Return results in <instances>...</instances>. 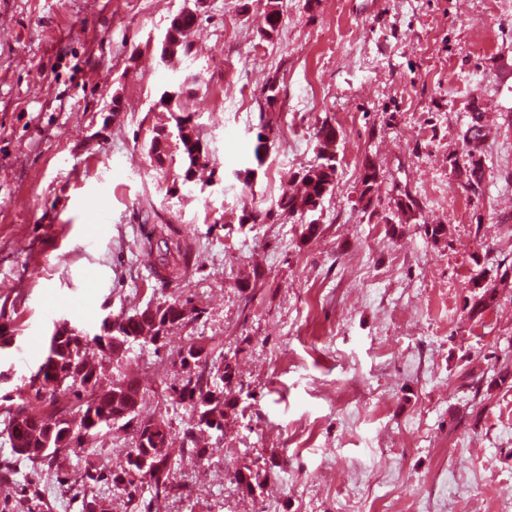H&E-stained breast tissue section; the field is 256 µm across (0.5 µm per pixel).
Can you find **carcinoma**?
Masks as SVG:
<instances>
[{"mask_svg":"<svg viewBox=\"0 0 512 512\" xmlns=\"http://www.w3.org/2000/svg\"><path fill=\"white\" fill-rule=\"evenodd\" d=\"M280 0H265V27L261 32L270 41L278 35L281 23ZM199 15L186 11L176 16L168 28V43L176 46L169 52L174 56H187L192 51L189 34L195 28ZM167 55V56H169ZM162 56V60H167ZM197 81L187 77L179 82L172 96L160 95V104L172 114L176 131L160 128L154 132L149 152L159 164L169 158L170 141H175L181 151L184 181L192 178L195 167L206 156L205 148L195 127L189 125L190 117L179 114L181 98L187 94L188 84ZM486 134L480 97L472 96L469 121L463 133V149L451 159L452 172L461 184L472 193L475 200L482 197L486 177L483 142ZM336 156L320 151L317 161L297 173L304 185V193L295 195L282 192L275 203V210L257 212L252 219L269 218L272 214L296 218L301 221L302 237H314L318 227L303 218L313 211L317 201L332 192L336 181ZM143 246L156 253V274L162 276L172 270L178 278L189 267L191 255L171 225H154L143 235ZM473 305L471 312L478 315L492 307L497 299V280L482 270L472 279ZM200 310L184 303L160 302L155 308L137 310L131 315L118 316L102 321L100 333L90 337L77 330L74 339L51 337L44 361L35 374L36 399L47 397V408L39 410L31 400L19 397L12 415H25L23 424L9 432L11 443L26 446V451L14 454L32 464L49 462L61 454L80 447L85 439L96 436L112 421L135 424L134 445L109 473L112 487L122 495L129 512H150L153 502L166 500L181 494L184 485L177 478L167 452L171 437V423L164 418L142 419L140 409L146 400L141 385L125 375L104 384L105 363H88L86 353L91 347L102 351V359H108L103 351L105 340L118 338L131 343L140 342L161 349L158 341L165 338L170 327L197 319ZM183 375L176 384L165 387L178 394L189 408L194 420L193 428L224 432V425L236 418L243 394L238 379L236 363L224 353L216 354L199 339H190L178 354ZM277 474L267 468L252 469L245 465L235 471L239 486L249 494L262 487L265 480ZM152 491L151 500L142 496L143 489Z\"/></svg>","mask_w":512,"mask_h":512,"instance_id":"obj_1","label":"carcinoma"}]
</instances>
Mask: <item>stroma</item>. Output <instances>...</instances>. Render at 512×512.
Returning a JSON list of instances; mask_svg holds the SVG:
<instances>
[{
  "label": "stroma",
  "mask_w": 512,
  "mask_h": 512,
  "mask_svg": "<svg viewBox=\"0 0 512 512\" xmlns=\"http://www.w3.org/2000/svg\"><path fill=\"white\" fill-rule=\"evenodd\" d=\"M194 5L0 0V331L13 339L0 348V461L54 322L95 334L104 318L188 299L199 319L161 349L128 345L120 362L149 393L143 417L164 411L173 426L185 490L155 512H499L512 501V0H281L271 42L263 0H206L193 54L159 64L161 33ZM192 74L203 84L190 123L216 172L176 192L180 160L152 161L149 141L175 127L161 92ZM476 92L488 115L479 200L449 166ZM324 121L338 169L312 214L318 235L303 240L285 217L244 221L296 189ZM369 163L379 178L366 195ZM246 167L258 175L245 192ZM151 212L191 250L180 278L156 276L141 247ZM429 224L447 236L432 242ZM481 261L510 273L476 316ZM192 338L235 354L248 393L224 433L199 435L202 461L184 456L191 413L164 390ZM132 441L110 427L48 465L14 462L0 512H81L74 479L90 464L109 473ZM271 460L275 495L237 488L235 468Z\"/></svg>",
  "instance_id": "1"
}]
</instances>
